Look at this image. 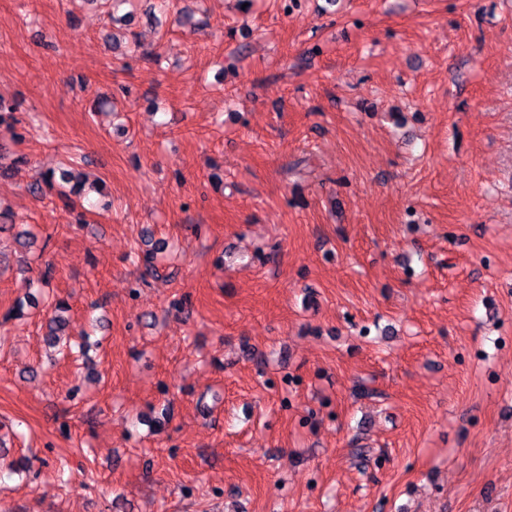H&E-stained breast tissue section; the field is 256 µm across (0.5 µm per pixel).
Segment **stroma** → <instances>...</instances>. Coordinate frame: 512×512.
Returning <instances> with one entry per match:
<instances>
[{"label": "stroma", "instance_id": "obj_1", "mask_svg": "<svg viewBox=\"0 0 512 512\" xmlns=\"http://www.w3.org/2000/svg\"><path fill=\"white\" fill-rule=\"evenodd\" d=\"M135 4L0 0V512H512V0ZM43 185L50 189L57 185L59 196L72 206L82 202V198L86 197L89 191L102 192V187L97 182H89L82 173L73 169H62L59 172L58 179L55 171L41 174L40 179L31 185L33 193L42 194ZM47 307L51 311L48 340L50 343L56 344L59 339L58 333L68 326L69 321L62 314L67 312L69 307L62 299L50 300L47 302Z\"/></svg>", "mask_w": 512, "mask_h": 512}]
</instances>
